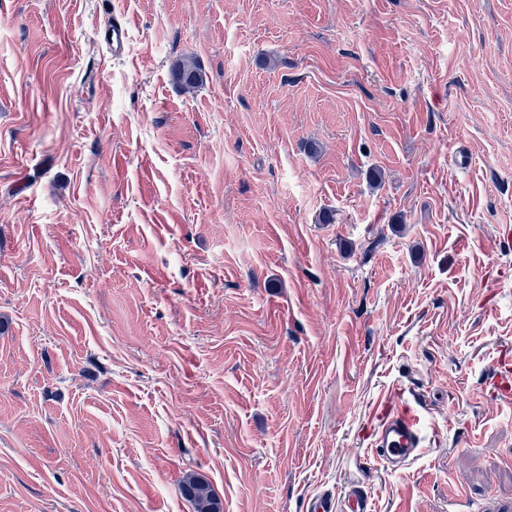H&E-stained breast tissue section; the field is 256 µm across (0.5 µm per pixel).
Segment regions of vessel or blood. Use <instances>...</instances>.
Returning <instances> with one entry per match:
<instances>
[{"instance_id": "obj_1", "label": "vessel or blood", "mask_w": 512, "mask_h": 512, "mask_svg": "<svg viewBox=\"0 0 512 512\" xmlns=\"http://www.w3.org/2000/svg\"><path fill=\"white\" fill-rule=\"evenodd\" d=\"M105 41L113 55L123 54L127 28L118 21L104 26ZM380 426L373 440L374 456L385 461L392 470L406 468L421 452L420 417L409 407L395 408L389 399H380L375 407ZM308 512H372L370 499L363 483H352L343 498L318 495L310 498Z\"/></svg>"}]
</instances>
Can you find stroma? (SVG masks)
<instances>
[{
	"instance_id": "35a3bbf8",
	"label": "stroma",
	"mask_w": 512,
	"mask_h": 512,
	"mask_svg": "<svg viewBox=\"0 0 512 512\" xmlns=\"http://www.w3.org/2000/svg\"><path fill=\"white\" fill-rule=\"evenodd\" d=\"M502 371L512 0H0V512H512ZM105 41L112 55H122L127 40V28L120 21H109L104 25ZM373 412L381 418L373 455L392 470L405 469L422 450L418 412L410 407L394 408L387 397L376 403ZM182 495L193 504L194 512H221V504L211 485L202 477L188 474L181 484ZM309 512H372L366 487L362 482L352 483L345 491L343 499L334 495L311 497Z\"/></svg>"
}]
</instances>
